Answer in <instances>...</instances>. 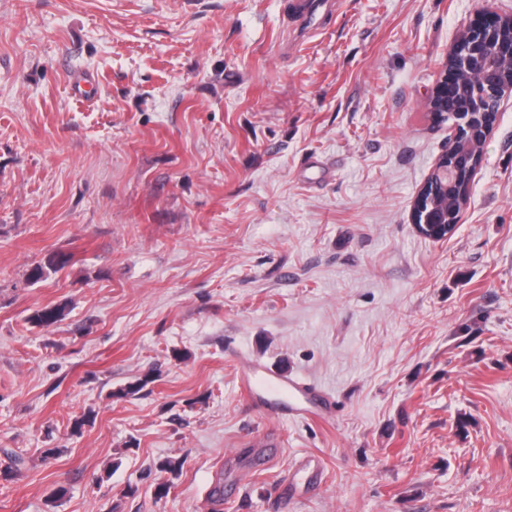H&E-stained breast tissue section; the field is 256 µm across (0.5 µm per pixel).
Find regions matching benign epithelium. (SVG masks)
<instances>
[{
	"label": "benign epithelium",
	"mask_w": 512,
	"mask_h": 512,
	"mask_svg": "<svg viewBox=\"0 0 512 512\" xmlns=\"http://www.w3.org/2000/svg\"><path fill=\"white\" fill-rule=\"evenodd\" d=\"M505 62L512 63V16L478 14L448 53L444 73L428 99L429 110L435 112L448 98V90L464 85L475 101L460 109L461 121L454 125L448 150L436 163L431 180L455 185L462 164L477 157L476 139L463 137L462 129L470 128L475 110L496 112L503 97L512 92V75L502 71Z\"/></svg>",
	"instance_id": "benign-epithelium-1"
}]
</instances>
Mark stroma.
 Returning <instances> with one entry per match:
<instances>
[{"instance_id": "35a3bbf8", "label": "stroma", "mask_w": 512, "mask_h": 512, "mask_svg": "<svg viewBox=\"0 0 512 512\" xmlns=\"http://www.w3.org/2000/svg\"><path fill=\"white\" fill-rule=\"evenodd\" d=\"M292 3L0 0V512H512V93L454 234L412 222L512 0ZM255 364L331 412L266 416ZM241 389L249 399H254L261 389L282 395L292 393L298 400L293 404L294 412L299 415H318L331 405L328 397L316 386L297 378L271 376L264 368L255 365L243 371Z\"/></svg>"}]
</instances>
